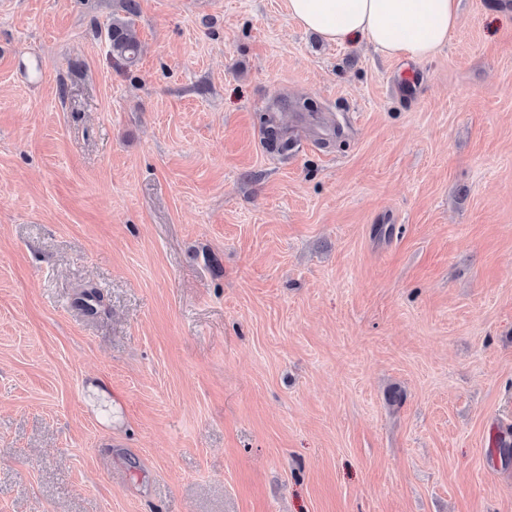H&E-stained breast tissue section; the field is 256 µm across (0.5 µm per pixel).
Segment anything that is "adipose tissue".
Masks as SVG:
<instances>
[{
  "mask_svg": "<svg viewBox=\"0 0 512 512\" xmlns=\"http://www.w3.org/2000/svg\"><path fill=\"white\" fill-rule=\"evenodd\" d=\"M288 13L329 42L361 38L383 55L422 61L457 28L459 0H288Z\"/></svg>",
  "mask_w": 512,
  "mask_h": 512,
  "instance_id": "ef3b65f1",
  "label": "adipose tissue"
}]
</instances>
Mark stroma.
I'll return each mask as SVG.
<instances>
[{"instance_id":"1","label":"stroma","mask_w":512,"mask_h":512,"mask_svg":"<svg viewBox=\"0 0 512 512\" xmlns=\"http://www.w3.org/2000/svg\"><path fill=\"white\" fill-rule=\"evenodd\" d=\"M138 2L0 0V512H512V0ZM288 13L329 42L361 38L384 56L422 61L448 43L459 0H288ZM108 36L112 59L124 67L133 65L137 59L139 42L132 24L128 21H113Z\"/></svg>"}]
</instances>
